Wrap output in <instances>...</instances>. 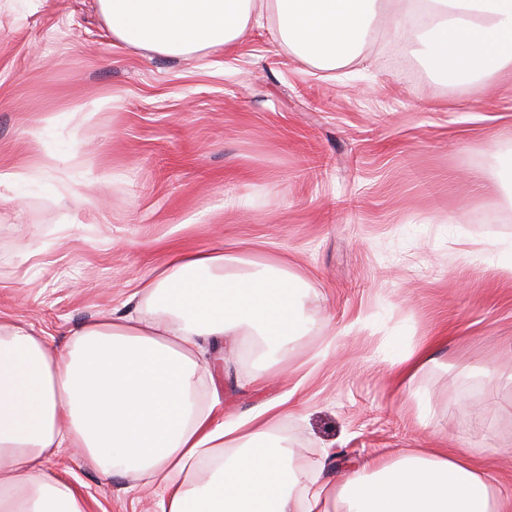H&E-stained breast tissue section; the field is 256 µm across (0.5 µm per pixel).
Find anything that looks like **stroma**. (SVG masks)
<instances>
[{"instance_id": "obj_1", "label": "stroma", "mask_w": 512, "mask_h": 512, "mask_svg": "<svg viewBox=\"0 0 512 512\" xmlns=\"http://www.w3.org/2000/svg\"><path fill=\"white\" fill-rule=\"evenodd\" d=\"M373 25L360 57L316 68L275 17L181 58L113 42L93 0H0V319L57 341L122 308L174 246L274 259L309 288L287 376L224 344L206 358L228 414L286 401L279 426L346 466L404 448L483 449L512 490V69L434 77ZM107 107H100V100ZM77 106L89 123L69 118ZM438 343L407 398L402 345ZM47 467L90 512H160L155 489L64 450Z\"/></svg>"}]
</instances>
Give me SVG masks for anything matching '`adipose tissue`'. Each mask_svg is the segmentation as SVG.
<instances>
[{"instance_id": "ef3b65f1", "label": "adipose tissue", "mask_w": 512, "mask_h": 512, "mask_svg": "<svg viewBox=\"0 0 512 512\" xmlns=\"http://www.w3.org/2000/svg\"><path fill=\"white\" fill-rule=\"evenodd\" d=\"M115 42L166 56L235 44L264 15L317 68L357 57L381 0H95ZM395 35L429 43L431 71L470 80L512 68V0H396ZM303 279L269 262L254 272L223 246L168 250L138 279L145 311L83 322L55 346L0 322V512H87L46 468L77 449L105 475L134 474L161 512H512L473 448H413L353 463L339 480L321 459L295 461L276 426L282 403L231 416L204 355L249 333L285 355L309 319Z\"/></svg>"}]
</instances>
